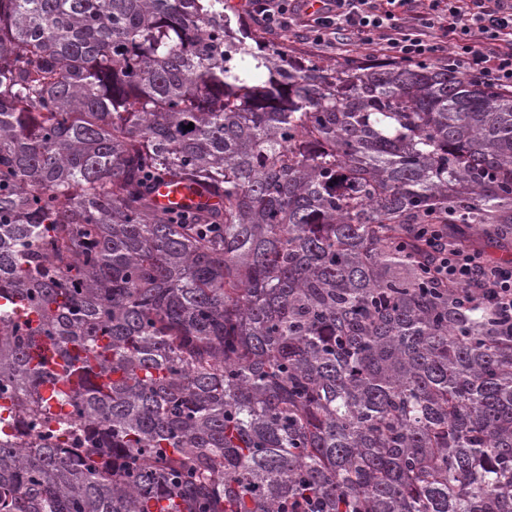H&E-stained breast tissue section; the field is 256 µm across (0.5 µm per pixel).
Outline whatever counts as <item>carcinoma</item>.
<instances>
[{
    "mask_svg": "<svg viewBox=\"0 0 512 512\" xmlns=\"http://www.w3.org/2000/svg\"><path fill=\"white\" fill-rule=\"evenodd\" d=\"M422 224L512 264L511 92L0 0V512H512V330Z\"/></svg>",
    "mask_w": 512,
    "mask_h": 512,
    "instance_id": "cac0c4a2",
    "label": "carcinoma"
}]
</instances>
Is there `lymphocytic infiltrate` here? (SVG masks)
<instances>
[{
    "label": "lymphocytic infiltrate",
    "mask_w": 512,
    "mask_h": 512,
    "mask_svg": "<svg viewBox=\"0 0 512 512\" xmlns=\"http://www.w3.org/2000/svg\"><path fill=\"white\" fill-rule=\"evenodd\" d=\"M270 34L332 51L356 49L377 62L444 58L451 69L512 92V0H241ZM437 281L461 288L512 325V265L486 266L457 249L437 252Z\"/></svg>",
    "instance_id": "1"
}]
</instances>
